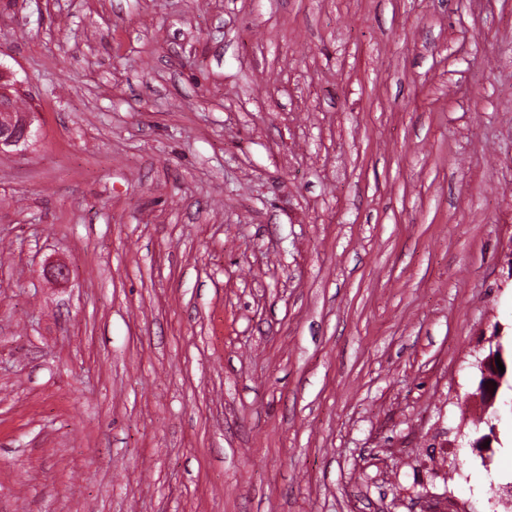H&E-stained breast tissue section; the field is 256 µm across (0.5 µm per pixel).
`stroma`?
<instances>
[{"mask_svg": "<svg viewBox=\"0 0 512 512\" xmlns=\"http://www.w3.org/2000/svg\"><path fill=\"white\" fill-rule=\"evenodd\" d=\"M0 67V512H501L512 0H0ZM0 75L1 83L9 82L6 85H1L0 112L11 113L12 116L9 121L0 123V153H4L11 149L17 150L20 146L28 144L29 139L34 134L32 126L37 112H25L16 97L17 88L15 83H11L10 77L1 67ZM13 107L18 114L12 112Z\"/></svg>", "mask_w": 512, "mask_h": 512, "instance_id": "35a3bbf8", "label": "stroma"}]
</instances>
